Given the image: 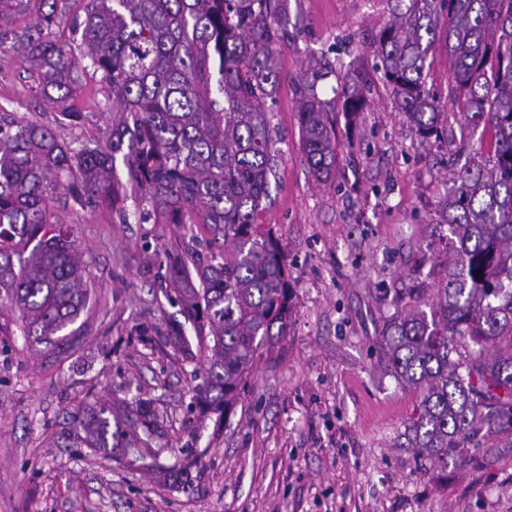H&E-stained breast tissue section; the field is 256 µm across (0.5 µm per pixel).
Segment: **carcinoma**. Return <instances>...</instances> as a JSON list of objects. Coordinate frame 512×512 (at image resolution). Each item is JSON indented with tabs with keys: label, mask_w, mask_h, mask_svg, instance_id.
Wrapping results in <instances>:
<instances>
[{
	"label": "carcinoma",
	"mask_w": 512,
	"mask_h": 512,
	"mask_svg": "<svg viewBox=\"0 0 512 512\" xmlns=\"http://www.w3.org/2000/svg\"><path fill=\"white\" fill-rule=\"evenodd\" d=\"M59 0H0V45L20 43L31 91L61 110L79 68L101 74L124 120L105 144L73 149L23 119L0 123V310L20 311L37 343L60 333L88 302L86 265L71 229L49 202L67 189L93 203L122 202L117 156L159 224H212L229 250L199 264L194 283L168 263L182 313L211 339L201 401L229 412L266 337L286 332L291 291L278 239L257 231L270 198L273 140L267 101L280 79L276 47L287 20L273 0H87L75 20L78 59L52 36ZM379 31L381 80L415 133L448 134L443 106L426 88L437 51L448 55L461 140L479 148L452 174L439 203L448 225V278L428 297L417 288L392 301L380 345L384 367L420 395L408 436L439 467L491 435L512 437V0H387ZM31 17L23 28L21 16ZM366 101L356 84L342 110ZM303 161L311 177L336 169L326 103L306 83L297 101ZM473 348L461 356L459 347ZM105 409L93 442L108 444Z\"/></svg>",
	"instance_id": "obj_1"
}]
</instances>
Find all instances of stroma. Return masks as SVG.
<instances>
[{
  "label": "stroma",
  "mask_w": 512,
  "mask_h": 512,
  "mask_svg": "<svg viewBox=\"0 0 512 512\" xmlns=\"http://www.w3.org/2000/svg\"><path fill=\"white\" fill-rule=\"evenodd\" d=\"M388 0H288V38L269 106L279 152L258 229L284 249L293 289L284 335L256 352L228 415L198 400L209 350L182 318L162 265L187 270L223 253L209 224L142 222L56 191L52 212L73 227L89 302L68 349L28 341L20 313L0 317V512H512V442L493 436L440 470L407 441L419 397L382 367L391 314L383 296L437 288L448 227L438 202L455 168L453 142H425L381 80L373 40ZM426 82L458 128L448 57ZM30 65L0 47V109L50 127L59 142L105 141L120 119L99 74L80 72L76 119L31 90ZM336 130L337 165L316 183L303 161L296 101L304 71ZM367 106L341 109L349 77ZM179 323L189 350L170 342ZM150 402L149 426L134 423ZM106 407L120 434L97 448L87 428Z\"/></svg>",
  "instance_id": "35a3bbf8"
}]
</instances>
